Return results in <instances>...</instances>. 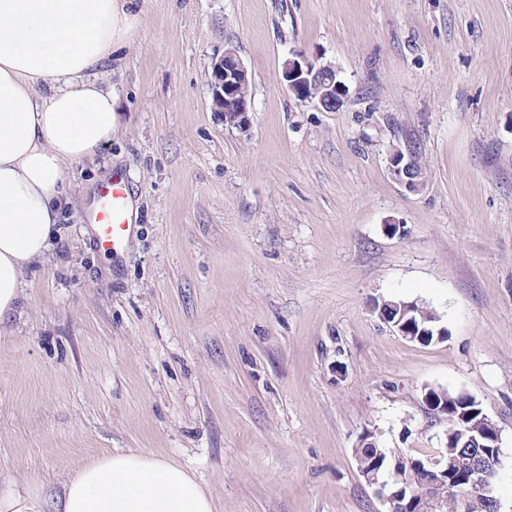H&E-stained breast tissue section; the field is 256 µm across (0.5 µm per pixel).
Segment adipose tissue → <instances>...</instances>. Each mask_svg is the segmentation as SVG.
<instances>
[{"label":"adipose tissue","mask_w":512,"mask_h":512,"mask_svg":"<svg viewBox=\"0 0 512 512\" xmlns=\"http://www.w3.org/2000/svg\"><path fill=\"white\" fill-rule=\"evenodd\" d=\"M140 25L133 0H0V324L26 269L54 247L66 166L119 128L120 96L101 69ZM0 512H214V502L182 467L140 450L74 468L52 501L0 479Z\"/></svg>","instance_id":"adipose-tissue-1"}]
</instances>
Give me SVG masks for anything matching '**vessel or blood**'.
<instances>
[{
	"label": "vessel or blood",
	"instance_id": "b4317fda",
	"mask_svg": "<svg viewBox=\"0 0 512 512\" xmlns=\"http://www.w3.org/2000/svg\"><path fill=\"white\" fill-rule=\"evenodd\" d=\"M130 190L120 174L97 188V206L93 215L96 247L111 256L113 264L123 259V244L136 231L129 212Z\"/></svg>",
	"mask_w": 512,
	"mask_h": 512
}]
</instances>
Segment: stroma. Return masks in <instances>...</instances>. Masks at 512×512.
Returning a JSON list of instances; mask_svg holds the SVG:
<instances>
[{"label":"stroma","mask_w":512,"mask_h":512,"mask_svg":"<svg viewBox=\"0 0 512 512\" xmlns=\"http://www.w3.org/2000/svg\"><path fill=\"white\" fill-rule=\"evenodd\" d=\"M136 4L107 64L120 128L67 165L57 243L0 330V474L55 496L69 469L146 450L216 512H386L354 449L370 431L431 453L441 387L499 427L512 512V0ZM230 47L244 133L211 110ZM294 51L336 66L338 109L288 91ZM409 143L411 189L389 168ZM115 172L138 226L117 266L91 224ZM382 298L435 309L447 340L393 332Z\"/></svg>","instance_id":"35a3bbf8"}]
</instances>
